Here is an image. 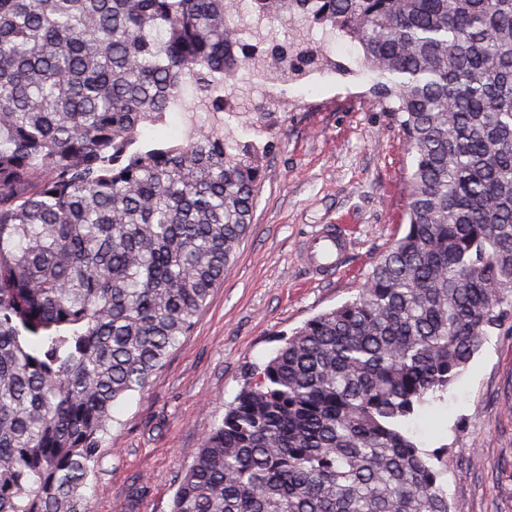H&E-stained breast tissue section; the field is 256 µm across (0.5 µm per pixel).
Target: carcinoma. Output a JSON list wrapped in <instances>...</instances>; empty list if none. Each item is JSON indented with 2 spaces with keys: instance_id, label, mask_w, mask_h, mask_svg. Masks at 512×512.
<instances>
[{
  "instance_id": "obj_1",
  "label": "carcinoma",
  "mask_w": 512,
  "mask_h": 512,
  "mask_svg": "<svg viewBox=\"0 0 512 512\" xmlns=\"http://www.w3.org/2000/svg\"><path fill=\"white\" fill-rule=\"evenodd\" d=\"M238 7L0 0V512H93L114 407L224 282L264 173L224 134L254 16L358 44L411 156L406 228L253 367L171 512H449L450 453L415 423L512 317V0ZM188 86L207 125L169 144Z\"/></svg>"
}]
</instances>
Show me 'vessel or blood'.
<instances>
[{"label": "vessel or blood", "instance_id": "obj_1", "mask_svg": "<svg viewBox=\"0 0 512 512\" xmlns=\"http://www.w3.org/2000/svg\"><path fill=\"white\" fill-rule=\"evenodd\" d=\"M353 246V237L345 227L322 224L303 241L299 260L312 278L330 279L342 271Z\"/></svg>", "mask_w": 512, "mask_h": 512}]
</instances>
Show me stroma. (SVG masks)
<instances>
[{"instance_id":"stroma-1","label":"stroma","mask_w":512,"mask_h":512,"mask_svg":"<svg viewBox=\"0 0 512 512\" xmlns=\"http://www.w3.org/2000/svg\"><path fill=\"white\" fill-rule=\"evenodd\" d=\"M339 70L289 85L284 110L237 139L268 148L252 222L224 283L193 332L148 387L116 408L91 490L94 512H170L203 436L282 335L351 299L400 231L407 146L372 91L361 51L339 38ZM319 224L348 225L356 241L334 279H310L298 253ZM417 434L448 448L450 512H512V326L491 333Z\"/></svg>"}]
</instances>
